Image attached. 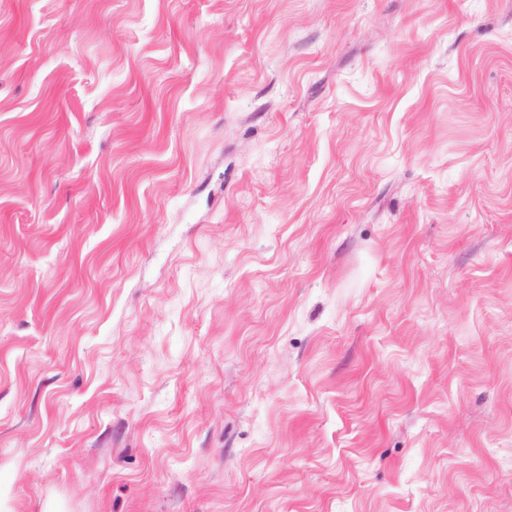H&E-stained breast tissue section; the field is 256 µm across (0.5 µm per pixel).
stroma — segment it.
Returning <instances> with one entry per match:
<instances>
[{
	"mask_svg": "<svg viewBox=\"0 0 512 512\" xmlns=\"http://www.w3.org/2000/svg\"><path fill=\"white\" fill-rule=\"evenodd\" d=\"M0 512H512V0H0Z\"/></svg>",
	"mask_w": 512,
	"mask_h": 512,
	"instance_id": "35a3bbf8",
	"label": "stroma"
}]
</instances>
